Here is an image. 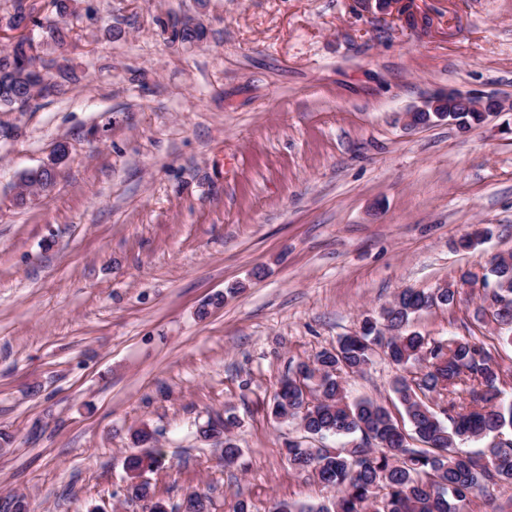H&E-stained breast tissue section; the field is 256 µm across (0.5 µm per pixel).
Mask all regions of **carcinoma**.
I'll return each instance as SVG.
<instances>
[{
  "instance_id": "cac0c4a2",
  "label": "carcinoma",
  "mask_w": 512,
  "mask_h": 512,
  "mask_svg": "<svg viewBox=\"0 0 512 512\" xmlns=\"http://www.w3.org/2000/svg\"><path fill=\"white\" fill-rule=\"evenodd\" d=\"M0 14L10 30L25 19L44 30L36 41L17 37L0 49V112L27 110L38 105L35 92L39 73L51 81L54 95L66 94L76 79L70 60L59 53L72 39L67 23L94 19L91 6L80 0H51L56 19L42 21L28 0H8ZM156 24L172 44H194L206 38L202 22L191 16L169 15ZM26 194L56 183L54 169L40 165L21 173ZM482 275L484 295L474 313L479 323L491 321L512 331V254L492 257ZM459 288L396 293L382 308L380 318H364L359 329L342 336L311 361L299 362L279 382L270 414L277 422L294 421L305 438L360 435L352 448H313L290 438L285 451L290 467L307 473L324 487L336 491L328 503L306 510L279 503L274 512H465L471 497L493 500L491 489L512 483V441L485 448L483 455L464 454L457 441L478 439L512 427V402L502 398L504 378L495 349L476 336L454 337L444 343L410 329L421 311L451 307ZM403 373L391 390L401 409L372 399L348 398L345 378L361 373L372 362L375 348ZM236 417L224 419V463L232 464L240 448L227 433ZM423 447L416 448L411 442ZM162 457L150 451L133 453L125 460L126 474L139 476L157 469Z\"/></svg>"
}]
</instances>
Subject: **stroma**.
Here are the masks:
<instances>
[{
    "label": "stroma",
    "mask_w": 512,
    "mask_h": 512,
    "mask_svg": "<svg viewBox=\"0 0 512 512\" xmlns=\"http://www.w3.org/2000/svg\"><path fill=\"white\" fill-rule=\"evenodd\" d=\"M93 3L65 48L78 82L0 112V501L143 512L124 459L145 426L168 505L328 503L284 455L296 425L267 407L289 365L396 292L512 253V112L466 134L407 121L451 87L512 100V0ZM167 12L206 38L169 43ZM61 141L51 194L17 206L20 173ZM479 227L490 238L459 249ZM482 293L411 325L495 344L473 320ZM399 373L375 354L347 395L391 402ZM230 413L228 466L223 436L199 429Z\"/></svg>",
    "instance_id": "stroma-1"
}]
</instances>
